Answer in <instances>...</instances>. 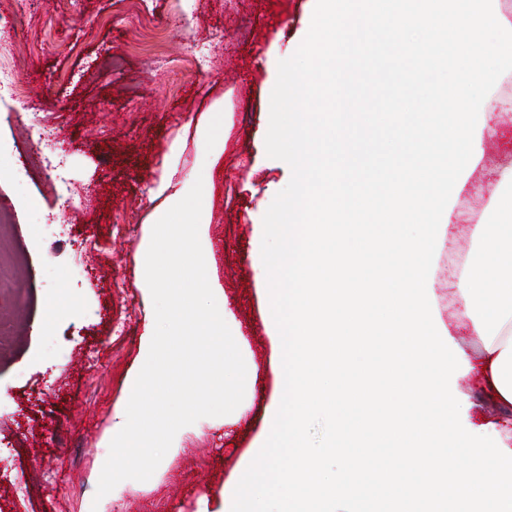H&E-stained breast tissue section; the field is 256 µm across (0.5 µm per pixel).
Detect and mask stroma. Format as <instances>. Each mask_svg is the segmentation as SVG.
<instances>
[{
	"label": "stroma",
	"mask_w": 512,
	"mask_h": 512,
	"mask_svg": "<svg viewBox=\"0 0 512 512\" xmlns=\"http://www.w3.org/2000/svg\"><path fill=\"white\" fill-rule=\"evenodd\" d=\"M313 9V0H0L8 21L0 57L23 88L0 97V236L16 267L12 293L0 295V512H90L99 501L103 512H155L158 502L198 512L199 497L218 501L274 389L252 242L291 179L285 162L267 156L264 130L277 65L304 39ZM488 97L502 105L485 111L484 160L438 230L430 279L437 324L459 362L450 388L461 423L486 436L512 410L490 399L474 372L480 353L458 275L512 169V78L501 75ZM219 100L224 155L212 171L202 248L259 367L251 423L225 444L219 410L192 390L168 391L162 405L195 417L149 479L104 441L156 309L143 291L142 244L160 206L148 187L174 138L184 141L178 179L200 169L201 126ZM92 239L94 259L80 267ZM57 293L74 308L38 328ZM125 318L129 335H114Z\"/></svg>",
	"instance_id": "obj_1"
}]
</instances>
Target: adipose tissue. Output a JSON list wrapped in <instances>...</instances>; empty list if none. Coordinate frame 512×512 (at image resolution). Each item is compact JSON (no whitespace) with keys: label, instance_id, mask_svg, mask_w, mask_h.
<instances>
[{"label":"adipose tissue","instance_id":"ef3b65f1","mask_svg":"<svg viewBox=\"0 0 512 512\" xmlns=\"http://www.w3.org/2000/svg\"><path fill=\"white\" fill-rule=\"evenodd\" d=\"M182 154V141L172 140L149 190L166 206L144 249V284L158 308L145 327L127 398L114 410L110 434L124 448L127 463L149 474L158 460L157 449L174 450L176 436L192 416L188 409L175 414L158 405L161 392L190 385L223 412L225 425L235 426L248 415L242 395L258 374L256 363L244 354L246 338L233 319L232 302L211 283L207 259L197 248L210 221L202 195L209 174L199 172L193 183L178 180ZM504 184L505 192L488 206L486 222L473 232L476 248L470 270L461 277V294L487 387L499 402L512 405V233L504 231L505 221L512 219V174ZM490 265L497 268V276L478 280L475 270ZM187 336L196 337L194 349L185 348ZM193 359L209 363L211 374L181 376L180 362Z\"/></svg>","mask_w":512,"mask_h":512}]
</instances>
